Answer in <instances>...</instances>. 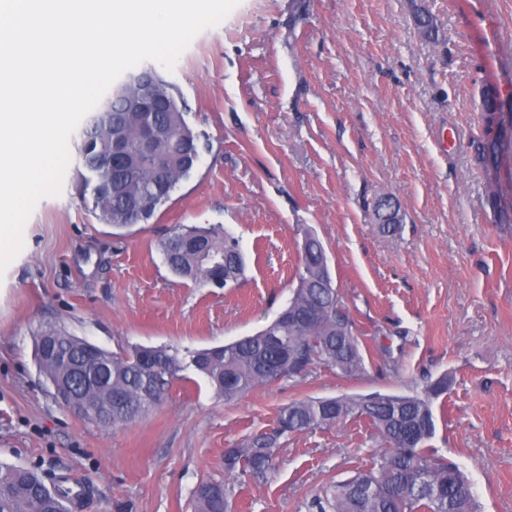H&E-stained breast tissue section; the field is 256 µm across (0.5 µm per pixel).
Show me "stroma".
I'll return each instance as SVG.
<instances>
[{
    "label": "stroma",
    "instance_id": "35a3bbf8",
    "mask_svg": "<svg viewBox=\"0 0 512 512\" xmlns=\"http://www.w3.org/2000/svg\"><path fill=\"white\" fill-rule=\"evenodd\" d=\"M436 18L438 41L414 25ZM206 141L192 175L146 224L101 223L68 166L0 275V466L94 491L81 512H194L225 480L234 512H311L326 486L386 449L362 418L279 440L261 480L226 479L224 451L289 403L409 394L440 376L429 445L473 485L481 512H512V0H239L162 73ZM500 93L495 166L474 159L481 91ZM398 203L393 232L371 205ZM178 224L223 225L246 277L174 276L158 247ZM322 242L364 370L310 367L224 402L194 368L119 427L52 396L36 339L62 327L104 349L195 351L266 327L293 296L303 229Z\"/></svg>",
    "mask_w": 512,
    "mask_h": 512
}]
</instances>
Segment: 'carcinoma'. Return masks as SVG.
<instances>
[{"mask_svg": "<svg viewBox=\"0 0 512 512\" xmlns=\"http://www.w3.org/2000/svg\"><path fill=\"white\" fill-rule=\"evenodd\" d=\"M158 118L173 133L189 140L199 150L198 135L183 112H160ZM107 146L100 135L83 138L79 155L89 158ZM497 138L484 132L476 139L475 159L484 166L496 160ZM196 166L184 154L171 162L172 182L161 196L146 204L154 171L142 161L133 172L112 169V175L82 164L79 186L82 201H91L92 211L103 224L123 227L117 210L120 203H104L109 182H132L126 196L136 224H146L164 205L180 181ZM169 270L196 283L222 287L245 278L246 263L238 240L215 224L209 227L176 226L160 243ZM320 240L304 232L297 288L287 308L265 329L233 343L189 353L190 364L201 373L226 402L241 399L252 389L284 377L298 376L315 364L331 367L344 376L364 370L361 342L346 312L343 296L329 272ZM54 339L62 351L77 357L85 341L65 330L50 328L41 333ZM110 375L103 391L121 392L123 406L114 409L112 425L134 422L164 397L173 379L184 369L178 350L135 347L122 352L103 350ZM448 391L443 376L422 390L407 395L374 393L336 398H306L280 409L270 432L255 434L224 452V472L233 478H265L273 469L274 448L288 434L338 424L350 417H363L391 445L373 467L336 482L315 499L318 512H478L477 495L463 473L453 464L433 457L428 442L436 432L434 403ZM195 512H232L224 481L210 480L195 491ZM50 499L40 497L28 470L0 467V512H50Z\"/></svg>", "mask_w": 512, "mask_h": 512, "instance_id": "carcinoma-1", "label": "carcinoma"}]
</instances>
